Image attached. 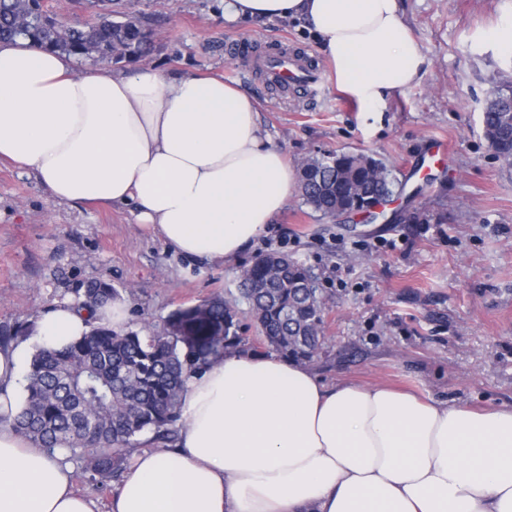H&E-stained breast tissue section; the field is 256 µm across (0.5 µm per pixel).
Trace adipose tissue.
I'll return each mask as SVG.
<instances>
[{
	"instance_id": "1",
	"label": "adipose tissue",
	"mask_w": 512,
	"mask_h": 512,
	"mask_svg": "<svg viewBox=\"0 0 512 512\" xmlns=\"http://www.w3.org/2000/svg\"><path fill=\"white\" fill-rule=\"evenodd\" d=\"M225 21L293 18L319 38L331 79L367 112L429 62L398 0H220ZM55 202L133 205L193 261L228 263L285 207L295 172L254 100L223 77L76 74L72 57L0 44V159ZM87 315L39 320L55 347ZM29 346L0 351V512H98L66 450L12 427ZM173 446L136 448L110 512H512V405L475 410L393 388L323 383L305 365L230 350L185 384Z\"/></svg>"
}]
</instances>
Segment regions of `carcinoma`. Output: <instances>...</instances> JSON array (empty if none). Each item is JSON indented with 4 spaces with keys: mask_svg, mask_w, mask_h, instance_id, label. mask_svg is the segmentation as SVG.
Listing matches in <instances>:
<instances>
[{
    "mask_svg": "<svg viewBox=\"0 0 512 512\" xmlns=\"http://www.w3.org/2000/svg\"><path fill=\"white\" fill-rule=\"evenodd\" d=\"M42 0H0V41L28 40L78 59L138 62L152 52L154 33L136 17L114 21L96 15L72 26L34 23ZM484 136L512 167V93L498 91L482 112ZM395 187L391 171L363 153H327L301 166L306 204L325 218L339 209H361ZM300 261L258 255L240 293L256 323L260 345L285 358L310 361L323 339L322 290ZM118 293L90 282L75 306L89 312L90 329L57 349L31 356L25 397L13 428L37 447L66 448L102 480L119 477L127 449L139 437L165 444L179 421L185 380L230 348H246L237 301L222 297L175 311L161 331H116L95 312Z\"/></svg>",
    "mask_w": 512,
    "mask_h": 512,
    "instance_id": "cac0c4a2",
    "label": "carcinoma"
}]
</instances>
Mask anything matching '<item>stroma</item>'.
<instances>
[{"instance_id":"35a3bbf8","label":"stroma","mask_w":512,"mask_h":512,"mask_svg":"<svg viewBox=\"0 0 512 512\" xmlns=\"http://www.w3.org/2000/svg\"><path fill=\"white\" fill-rule=\"evenodd\" d=\"M155 32L148 59L161 75L208 72L251 96L291 166L362 152L401 189L396 222L321 217L292 193L255 244L225 265L180 257L128 206L59 204L36 177L0 160V328L37 323L93 280L111 283L125 329L163 328L178 309L237 297L240 272L265 252L303 262L324 290L325 341L310 364L324 381L390 385L474 407L512 404V168L486 140L481 115L512 89V53L489 40L512 0H399L429 60L424 77L365 112L328 81L330 65L301 21L229 23L216 0H114ZM262 56L310 54L321 94L281 99L246 74L235 47ZM446 142L445 162L432 156ZM430 214L429 225L410 215Z\"/></svg>"}]
</instances>
